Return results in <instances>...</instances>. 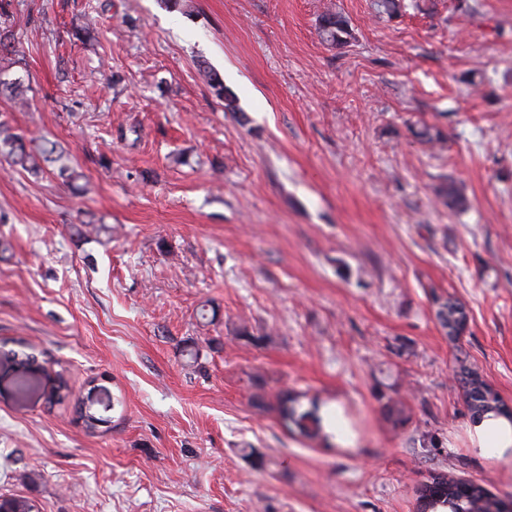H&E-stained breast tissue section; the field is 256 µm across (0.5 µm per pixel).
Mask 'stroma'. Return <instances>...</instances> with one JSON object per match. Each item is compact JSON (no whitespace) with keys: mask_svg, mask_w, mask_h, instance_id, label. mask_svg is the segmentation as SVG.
I'll use <instances>...</instances> for the list:
<instances>
[{"mask_svg":"<svg viewBox=\"0 0 512 512\" xmlns=\"http://www.w3.org/2000/svg\"><path fill=\"white\" fill-rule=\"evenodd\" d=\"M0 1V71L26 89L0 117L81 174L0 156V494L418 512L443 472L512 498L461 382L477 370L512 409V0L393 20L371 0ZM329 11L344 46L319 35ZM16 352L41 382L25 396ZM285 393L339 408L355 447L287 431ZM319 29L323 38L337 47L345 45L350 36L348 22L338 12H328L320 18Z\"/></svg>","mask_w":512,"mask_h":512,"instance_id":"stroma-1","label":"stroma"}]
</instances>
